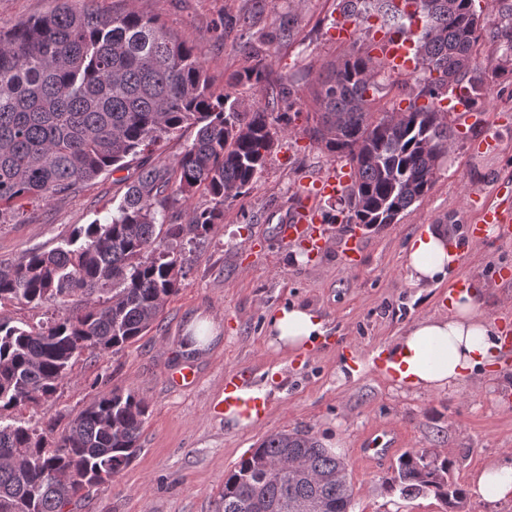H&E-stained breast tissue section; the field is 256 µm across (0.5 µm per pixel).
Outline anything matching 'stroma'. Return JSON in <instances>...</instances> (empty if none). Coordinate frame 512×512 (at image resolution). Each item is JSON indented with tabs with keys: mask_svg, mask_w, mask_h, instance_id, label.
<instances>
[{
	"mask_svg": "<svg viewBox=\"0 0 512 512\" xmlns=\"http://www.w3.org/2000/svg\"><path fill=\"white\" fill-rule=\"evenodd\" d=\"M340 0H97L105 12L142 11L188 38L215 90L249 64L261 46L270 71L254 95L270 112L283 111L281 81L293 78L305 110L275 142L249 194L226 200L224 222L190 245L187 273L164 306L159 328L117 353L83 355L49 400L22 409L29 425L52 416L74 417L95 396L132 390L148 404L140 449L111 483L65 512H223L224 477L267 434L305 430L323 448L340 445L354 488L352 512H442L431 494L406 498L388 489L397 459L364 464L354 457L363 439L397 427L402 452L448 458L457 484L492 463L512 464V356L499 375L456 391L401 393L372 369L386 348L415 320L448 312L446 284L412 286L404 267L410 239L432 230L463 238L494 205L512 220V78L496 77L501 53L491 42L476 49L488 89L478 121L467 124L456 151L444 158L432 190L394 224L364 230L356 264L338 246L321 254L283 241L276 226L295 206L311 178L347 173L311 139L309 113L317 79L350 51L337 40ZM246 25L228 26V19ZM491 142L480 150L481 142ZM138 171L108 172L78 191L50 201L30 200L0 219V263L32 251L65 245L76 231L109 219ZM480 288L487 316L512 327V240L488 235L481 249L464 255L449 275ZM298 304L324 321L316 356L291 355L270 343L268 317ZM203 333L199 348L186 336ZM195 362L193 386L178 388L170 369ZM351 371L343 375L342 364ZM248 372V388H267L260 422L245 428L225 423L213 410L222 401L224 374Z\"/></svg>",
	"mask_w": 512,
	"mask_h": 512,
	"instance_id": "stroma-1",
	"label": "stroma"
}]
</instances>
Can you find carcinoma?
<instances>
[{
  "label": "carcinoma",
  "mask_w": 512,
  "mask_h": 512,
  "mask_svg": "<svg viewBox=\"0 0 512 512\" xmlns=\"http://www.w3.org/2000/svg\"><path fill=\"white\" fill-rule=\"evenodd\" d=\"M43 16L0 28V217L24 200L75 192L127 159L138 177L107 224L84 240L34 251L0 265V306L63 304L64 313L27 328L0 320V412L53 396L85 353L117 352L159 325L167 298L186 275L176 251L191 235L224 221V201L257 183L298 98L283 88L287 111L275 115L236 94H217L191 42L144 12L101 14L88 0H54ZM342 0L344 17L377 12L396 32L418 24L424 86L407 111L373 112L382 64L352 48L321 80L319 121L310 130L332 157L346 161L352 184L346 223L394 224L432 189L441 159L457 142L441 101L466 89L485 96L474 47L489 39L512 76V0ZM235 85L259 88L261 51ZM424 98L426 102L419 103ZM196 136L171 166L151 160L159 140L184 128ZM197 194L209 199L177 224L168 207ZM148 405L131 390L99 394L57 432L0 415V512H64L112 481L140 450ZM438 456L407 453L389 489L431 493L446 512H462L466 492ZM343 461L303 430L267 434L224 477L223 512H351Z\"/></svg>",
  "instance_id": "obj_1"
}]
</instances>
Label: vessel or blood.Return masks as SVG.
<instances>
[{"label":"vessel or blood","instance_id":"1","mask_svg":"<svg viewBox=\"0 0 512 512\" xmlns=\"http://www.w3.org/2000/svg\"><path fill=\"white\" fill-rule=\"evenodd\" d=\"M373 55L387 67L395 70L413 69L416 63L415 46L402 35L388 33L380 35L373 45ZM342 185L339 176L328 174L318 177L311 188L299 196L285 224L280 225L279 233L284 240L305 243L314 253L325 251L333 243L327 227L322 222L319 210L315 204L316 198L335 197ZM503 218L497 208H485L480 223L468 225L465 238L459 247L465 252H473L481 248L483 239L481 227L485 224H502ZM247 379L243 371L236 370L224 375L225 409L244 412L263 413L265 410L261 398L246 396Z\"/></svg>","mask_w":512,"mask_h":512}]
</instances>
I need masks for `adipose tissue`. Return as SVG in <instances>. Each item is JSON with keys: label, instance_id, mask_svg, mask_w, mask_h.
Returning <instances> with one entry per match:
<instances>
[{"label": "adipose tissue", "instance_id": "1", "mask_svg": "<svg viewBox=\"0 0 512 512\" xmlns=\"http://www.w3.org/2000/svg\"><path fill=\"white\" fill-rule=\"evenodd\" d=\"M459 254L445 238L428 231L416 235L405 254L412 284L446 278ZM448 312L422 318L398 336L389 347L396 388L405 391L460 389L473 374L485 373L502 350L493 321L483 311L478 292H449ZM273 343L291 351L310 347L323 335L322 319L310 309L292 305L268 318ZM476 497L495 502L512 498V466L488 465L470 482Z\"/></svg>", "mask_w": 512, "mask_h": 512}]
</instances>
